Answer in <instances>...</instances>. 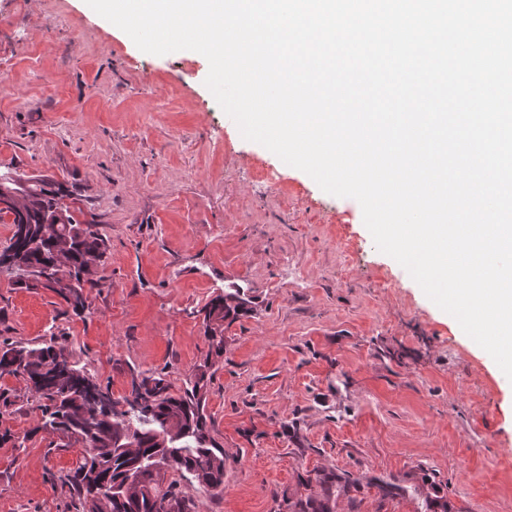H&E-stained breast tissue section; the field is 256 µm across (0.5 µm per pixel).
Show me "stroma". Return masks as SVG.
I'll return each instance as SVG.
<instances>
[{
	"mask_svg": "<svg viewBox=\"0 0 512 512\" xmlns=\"http://www.w3.org/2000/svg\"><path fill=\"white\" fill-rule=\"evenodd\" d=\"M0 167L64 183L108 250L81 314L0 273V343L59 347L122 399L204 373L224 489L199 512H287L316 472L369 479L334 512H512V381L381 253L360 204L245 140L194 51L142 52L85 0H0ZM363 256L349 267L348 256ZM248 305L210 354L203 307ZM0 377V512H80L81 446ZM395 487L385 496L379 483Z\"/></svg>",
	"mask_w": 512,
	"mask_h": 512,
	"instance_id": "stroma-1",
	"label": "stroma"
}]
</instances>
